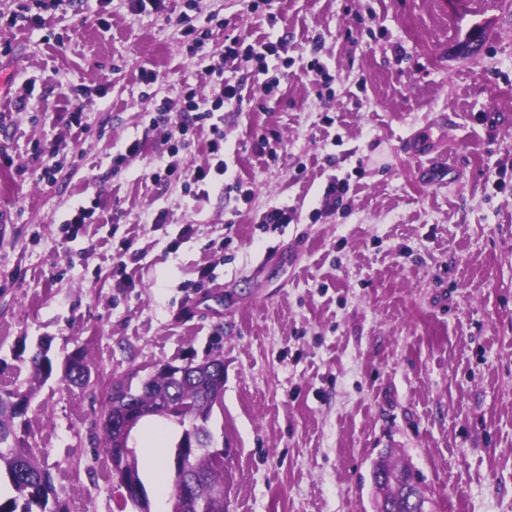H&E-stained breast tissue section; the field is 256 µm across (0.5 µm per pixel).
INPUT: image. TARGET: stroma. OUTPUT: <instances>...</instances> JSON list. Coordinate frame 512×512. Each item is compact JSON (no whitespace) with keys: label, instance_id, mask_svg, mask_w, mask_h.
<instances>
[{"label":"stroma","instance_id":"obj_1","mask_svg":"<svg viewBox=\"0 0 512 512\" xmlns=\"http://www.w3.org/2000/svg\"><path fill=\"white\" fill-rule=\"evenodd\" d=\"M184 9L0 0V148L14 160L0 164V392H31L30 441L59 496L70 512H135L89 440L104 388L218 354L208 428L224 512H373L382 452L420 473L426 512H512V0H200L197 26L219 24L198 56ZM476 26L481 49L455 55ZM228 34L285 48L268 70L226 69L245 80L224 115L229 173L196 201L210 127L180 147L181 180L156 182L169 156L150 114L189 88L213 95L204 63ZM77 104L80 134L66 127ZM53 162L56 181L41 182ZM336 179L349 190L327 213ZM83 202L92 221L66 241ZM284 206L291 223L263 225ZM43 342L57 368L84 349L90 386L55 374L30 389Z\"/></svg>","mask_w":512,"mask_h":512}]
</instances>
